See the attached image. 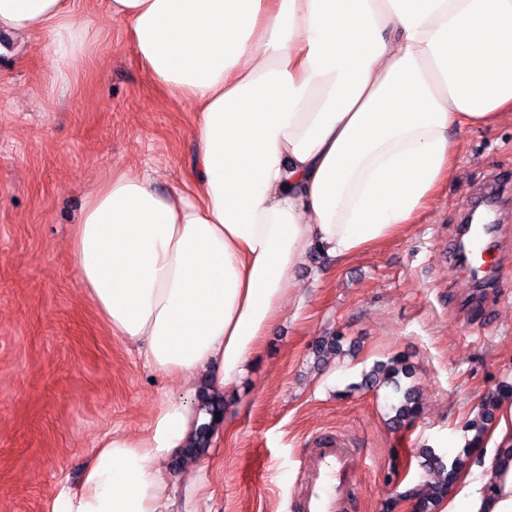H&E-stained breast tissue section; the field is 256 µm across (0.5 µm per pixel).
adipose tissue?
<instances>
[{"label": "adipose tissue", "mask_w": 512, "mask_h": 512, "mask_svg": "<svg viewBox=\"0 0 512 512\" xmlns=\"http://www.w3.org/2000/svg\"><path fill=\"white\" fill-rule=\"evenodd\" d=\"M78 0H0L56 78L91 56ZM161 87L195 102L184 188L115 168L69 247L83 293L153 374L142 432L100 438L49 512H164L168 461L203 421L196 381L234 395L311 250L343 265L403 234L457 171V132L512 122V0H107ZM439 512H512V404L472 442Z\"/></svg>", "instance_id": "adipose-tissue-1"}]
</instances>
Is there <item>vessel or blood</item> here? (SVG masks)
Returning a JSON list of instances; mask_svg holds the SVG:
<instances>
[{
    "label": "vessel or blood",
    "mask_w": 512,
    "mask_h": 512,
    "mask_svg": "<svg viewBox=\"0 0 512 512\" xmlns=\"http://www.w3.org/2000/svg\"><path fill=\"white\" fill-rule=\"evenodd\" d=\"M464 214L472 223L459 226L448 246L447 259L456 265L461 256H468L465 297L473 300L481 292L504 283L505 271L497 249L503 226L498 216L472 201L465 205ZM300 473L305 480V492L292 499L291 512H348L359 491V471L353 450L339 436L319 434L314 454L300 462Z\"/></svg>",
    "instance_id": "vessel-or-blood-1"
}]
</instances>
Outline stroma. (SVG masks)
I'll use <instances>...</instances> for the list:
<instances>
[{"label": "stroma", "instance_id": "obj_1", "mask_svg": "<svg viewBox=\"0 0 512 512\" xmlns=\"http://www.w3.org/2000/svg\"><path fill=\"white\" fill-rule=\"evenodd\" d=\"M81 9L99 45L77 79L51 78L39 37L0 34V512H48L60 478L77 483L111 429L138 431L174 381L151 373L84 297L67 241L87 188L115 167L157 169L158 191L195 167L193 104L157 85L125 25L101 0ZM460 171L410 232L338 267L310 252L286 308L200 461L206 512H288L298 462L325 430L355 448V512H415L425 496L419 449L463 457L488 401L512 397V276L476 309L462 271L442 261L464 203L512 173V123L459 134ZM344 336L316 357L322 336ZM403 356L401 390L362 383ZM420 413L392 418L406 387Z\"/></svg>", "mask_w": 512, "mask_h": 512}]
</instances>
